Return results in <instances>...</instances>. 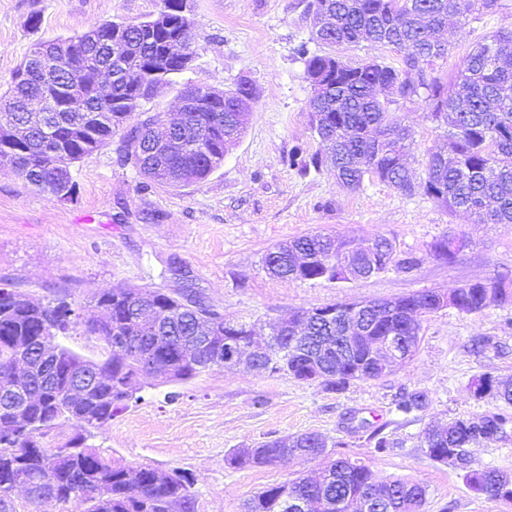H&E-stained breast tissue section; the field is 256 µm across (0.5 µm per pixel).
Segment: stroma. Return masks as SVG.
I'll return each instance as SVG.
<instances>
[{
  "instance_id": "1",
  "label": "stroma",
  "mask_w": 512,
  "mask_h": 512,
  "mask_svg": "<svg viewBox=\"0 0 512 512\" xmlns=\"http://www.w3.org/2000/svg\"><path fill=\"white\" fill-rule=\"evenodd\" d=\"M309 3L187 0L194 61L148 110L172 120L188 85L222 91L246 81L256 92L244 135L204 182L142 189V176L119 160L117 135L74 164L78 193L70 203L0 167V280L41 302L67 295L89 312L109 287L169 294L190 289L225 319L253 324L261 333L301 308L392 300L500 278L512 284V224L453 215L424 193L409 197L377 181L352 190L330 168L304 176L285 164L294 146L319 147L298 55L310 38ZM501 4L495 14L454 23V48L439 70L457 72L471 46L512 29V0ZM162 6V0H0V94L35 43L72 37L108 20L138 21ZM392 110L412 132L408 165L422 181L428 156L444 145L447 129L431 121L421 102L402 100ZM315 231L357 243L384 236L398 254L414 255L420 264L409 273L392 268L352 282L266 273L268 249ZM456 234L468 238V248L453 262L437 260L432 244ZM484 374L512 380V304L479 314L452 307L428 314L410 360L338 392L317 380L243 369L216 368L177 385L146 377L135 398L86 444L125 466L189 474L197 512H244L262 488L320 474L321 457L244 469L224 463L234 449L305 432L326 437L334 456L365 464L375 479L421 484L423 512H512V502L474 492L459 471L431 459L422 441L425 430L492 408L471 388ZM412 391L427 394L426 409L415 418L398 415L394 400ZM377 429L390 443L388 452L374 450L370 435Z\"/></svg>"
}]
</instances>
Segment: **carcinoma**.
Here are the masks:
<instances>
[{
	"label": "carcinoma",
	"mask_w": 512,
	"mask_h": 512,
	"mask_svg": "<svg viewBox=\"0 0 512 512\" xmlns=\"http://www.w3.org/2000/svg\"><path fill=\"white\" fill-rule=\"evenodd\" d=\"M327 4L331 28L312 31L310 40L323 47L310 51L300 46L306 78L319 85L310 107L314 132L322 149L307 157L294 147L288 167L307 174L324 163L339 166L345 184L354 190L365 179H377L407 195L421 190L451 212L488 215L495 224H512V30H500L476 44L463 58L462 67L446 82L432 75L437 61L448 57L451 38L440 40L435 32L444 28L448 16L467 17L493 13L498 0H318ZM133 49L120 63L105 54L90 56L86 83H68L70 62L99 47L88 44V35L39 42L13 72L10 88L0 97V115L30 124L27 134L11 143L0 142V166L9 167L39 192L64 196L71 202L77 194L71 167L83 157L112 142L125 130L119 158L146 179L172 188L199 183L224 163V156L239 142L246 125L233 109L243 99L254 100L252 85L241 82L224 91V100L206 102L202 112H183L174 126L192 128L197 136L165 152L150 153L145 143L154 138L160 114L143 111L156 85H171L185 71V59L194 56L193 39L182 36L175 22L156 29L152 18L131 28ZM379 44L402 54L399 68L383 61L352 63L336 55V47L360 42ZM115 73L108 97L97 94V73ZM67 94L84 97L89 111L98 114L84 138L72 136L71 127L84 121V112L24 111L34 99ZM416 98L425 104L429 118L448 127L446 151L429 156L426 178L416 184L402 164L408 149L409 130L391 112L400 99ZM138 115L132 126L127 121ZM57 141L59 153L47 161L44 131ZM386 137L376 149L377 136ZM390 244L389 263L405 272L418 266L414 257L396 258ZM336 257V237L312 233L295 237L281 250L276 266L265 256L264 269L271 275L302 281L336 280L329 258ZM459 311L481 313L512 299L486 300L483 289L463 285L453 289ZM436 291L400 297L389 302L377 318L371 335L383 336L400 329L405 314L435 305ZM103 312L86 315L64 298L46 304L33 302L7 281L0 282V391L12 383L11 373L20 359L27 360L26 387L30 398L22 418L24 434H17L0 417V512H15L12 493L23 487L33 503L72 499L85 505L84 512H196L191 483L179 471L165 476L154 468H130L115 464L85 445L95 430L112 418L133 398L139 378L152 373L163 383L186 382L209 370V363L224 356L227 336H242L246 323L224 320V314L205 305L186 291L177 296L148 287L104 288L96 299ZM84 326L87 336L102 342L104 358H87L61 339L70 329ZM336 320L312 327L311 337L290 340L284 331L270 341L271 373L289 367L291 377L310 381V355L320 351L317 338L328 336L336 345ZM58 339L54 373L41 358L40 340ZM322 384L340 391L357 379L355 366L341 361L336 351L322 355ZM504 405L497 411L455 418L443 434L427 448L436 462L455 466L467 457L471 445L507 435L512 428V384L502 391L482 394ZM428 397L405 392L395 400L400 415L423 411ZM73 435L54 448L41 438L63 426ZM306 449L313 459L328 455V444L317 446L313 434L302 433L264 442L255 448L228 453L232 468L265 466L285 456L286 442ZM475 492H491L512 500V474L493 467L463 471ZM372 479L367 466L348 457L332 459L315 482L291 483L302 493L303 507L288 504L286 485H273L257 492L246 512H349L355 495ZM381 487L397 500L385 512H421L425 488L409 480L391 479Z\"/></svg>",
	"instance_id": "1"
}]
</instances>
